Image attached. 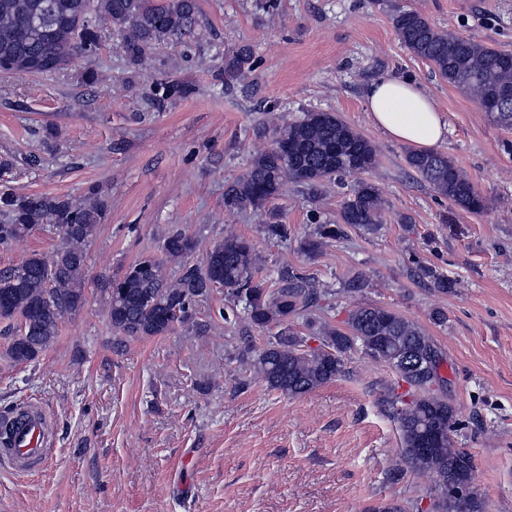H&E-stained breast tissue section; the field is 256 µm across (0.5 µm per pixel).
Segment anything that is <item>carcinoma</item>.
<instances>
[{
  "label": "carcinoma",
  "mask_w": 512,
  "mask_h": 512,
  "mask_svg": "<svg viewBox=\"0 0 512 512\" xmlns=\"http://www.w3.org/2000/svg\"><path fill=\"white\" fill-rule=\"evenodd\" d=\"M197 13L196 0H0V72L51 74L65 68L98 48L101 19L120 36L125 58L138 65L159 46L194 33ZM392 21L395 36L412 56L475 99L498 126L512 129V54L441 30L416 10L399 9ZM251 57L250 46L239 47L224 63V84L236 79ZM405 162L448 203L473 214L487 209V199L447 154L410 152ZM377 164L372 142L336 113L306 112L298 120L274 125L270 147L252 155L248 167L224 185V209L257 212L264 216L267 237L286 239L288 227L269 204L288 184H300L316 195L327 182L367 173ZM384 212L378 185L361 180L345 198L336 223L319 225L299 249L318 254L346 225L373 232L383 223ZM109 213L108 198L97 186L79 197L0 188L1 246L46 226L60 239L51 259L33 252L20 265L0 272V323L11 362L37 360L54 343L64 316L84 307L88 246ZM201 248L202 262L187 265ZM161 252L160 257L137 259L121 275H100L99 291L116 341L167 336L178 326L206 336L211 324L196 320L193 307L222 288L232 300L224 322L245 320L260 330H275L252 360L253 372L273 391L289 397L312 392L342 373L346 353L359 350L387 364L409 386L381 399L397 423L403 460L389 472L390 480H401L406 466L428 470L435 476L432 512H486L485 500L473 489V456L452 438L456 407L446 393L433 389L447 383L441 374L445 357L418 324L380 305L357 304L348 310L345 327L323 325L319 346L312 348L294 330L298 321L310 325L324 310L327 291L316 287L310 275L287 265L270 281L257 276L261 256L239 235L204 247L201 240L174 229L164 236ZM172 264L182 268L180 275H170ZM415 274L438 293L454 288L433 267L419 265ZM450 478L459 491H448Z\"/></svg>",
  "instance_id": "carcinoma-1"
}]
</instances>
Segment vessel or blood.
Wrapping results in <instances>:
<instances>
[{
    "mask_svg": "<svg viewBox=\"0 0 512 512\" xmlns=\"http://www.w3.org/2000/svg\"><path fill=\"white\" fill-rule=\"evenodd\" d=\"M15 430L0 459L18 470L47 464L54 457L52 432L47 415L38 409L15 416Z\"/></svg>",
    "mask_w": 512,
    "mask_h": 512,
    "instance_id": "vessel-or-blood-1",
    "label": "vessel or blood"
}]
</instances>
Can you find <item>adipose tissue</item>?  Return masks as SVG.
Returning a JSON list of instances; mask_svg holds the SVG:
<instances>
[{
	"label": "adipose tissue",
	"mask_w": 512,
	"mask_h": 512,
	"mask_svg": "<svg viewBox=\"0 0 512 512\" xmlns=\"http://www.w3.org/2000/svg\"><path fill=\"white\" fill-rule=\"evenodd\" d=\"M366 107L376 126L419 151L438 144L447 132L433 101L408 77H379L367 91Z\"/></svg>",
	"instance_id": "adipose-tissue-1"
}]
</instances>
